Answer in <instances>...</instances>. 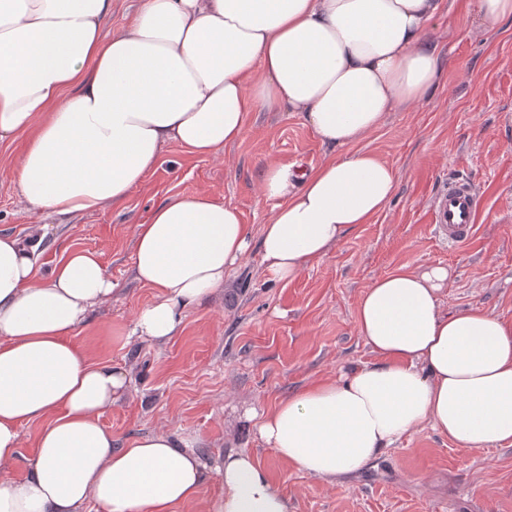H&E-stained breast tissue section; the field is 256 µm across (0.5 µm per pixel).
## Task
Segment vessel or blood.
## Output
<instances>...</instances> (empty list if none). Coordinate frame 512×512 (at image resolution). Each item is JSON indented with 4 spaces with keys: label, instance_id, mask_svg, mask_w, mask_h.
Masks as SVG:
<instances>
[{
    "label": "vessel or blood",
    "instance_id": "vessel-or-blood-1",
    "mask_svg": "<svg viewBox=\"0 0 512 512\" xmlns=\"http://www.w3.org/2000/svg\"><path fill=\"white\" fill-rule=\"evenodd\" d=\"M481 197L464 178H452L447 190L435 197L431 211L439 235L457 246L467 242L475 231Z\"/></svg>",
    "mask_w": 512,
    "mask_h": 512
}]
</instances>
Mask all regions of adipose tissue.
Instances as JSON below:
<instances>
[{"label": "adipose tissue", "instance_id": "1", "mask_svg": "<svg viewBox=\"0 0 512 512\" xmlns=\"http://www.w3.org/2000/svg\"><path fill=\"white\" fill-rule=\"evenodd\" d=\"M444 0H143L108 37L112 0H0V141L23 134L16 175L29 208L59 216L125 201L176 144L222 155L252 116L303 113L321 141L352 145L438 84L431 34ZM272 214L252 236L207 193L157 205L134 227L132 276L155 292L131 336L163 344L213 302L259 242L268 282L294 280L393 197L396 170L357 151L305 172L258 174ZM446 267L401 266L356 310L372 364L306 386L259 415V439L288 466L333 482L428 427L459 449L512 444V323L450 313ZM117 285L99 254L71 251L41 272L35 247L0 232V512H171L194 500L208 462L175 435L113 444L103 413L125 371L68 336ZM46 419L27 474L13 478L20 428ZM209 512H290L246 452L225 454Z\"/></svg>", "mask_w": 512, "mask_h": 512}]
</instances>
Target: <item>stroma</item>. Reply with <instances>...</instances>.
Instances as JSON below:
<instances>
[{
	"label": "stroma",
	"mask_w": 512,
	"mask_h": 512,
	"mask_svg": "<svg viewBox=\"0 0 512 512\" xmlns=\"http://www.w3.org/2000/svg\"><path fill=\"white\" fill-rule=\"evenodd\" d=\"M445 5L446 22L432 34L441 59L437 87L422 104L388 113L356 145L399 174L384 210L287 283L265 281L260 253L251 250L224 293L189 312L180 335L162 345L128 335L133 318L154 299L131 276L135 225L168 198L207 192L260 231L272 204L257 173L277 161L310 170L336 148L319 140L302 113L257 112L222 157L197 158L168 145L124 203L60 217L29 209L20 196L15 165L24 136L0 142V231L38 242L44 271L66 250H96L119 285L71 336L130 379L127 394L102 416L116 445L147 434L178 435L211 465L198 497L174 512H208L224 492L218 466L230 450L255 456L290 512H512V445L467 452L426 428L362 472L329 483L284 463L244 413L372 363L356 325L358 299L397 267H448L446 311L479 306L512 322V20L488 26L472 0ZM452 175L472 180L482 197L473 237L453 248L437 236L430 211Z\"/></svg>",
	"instance_id": "stroma-1"
}]
</instances>
